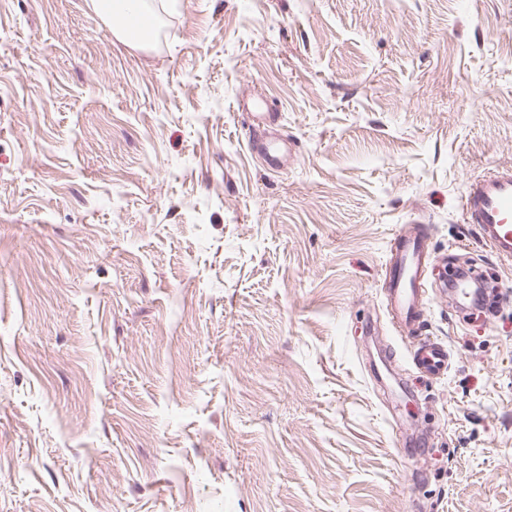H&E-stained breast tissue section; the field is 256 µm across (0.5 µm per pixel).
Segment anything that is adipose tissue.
Here are the masks:
<instances>
[{"label":"adipose tissue","instance_id":"1","mask_svg":"<svg viewBox=\"0 0 512 512\" xmlns=\"http://www.w3.org/2000/svg\"><path fill=\"white\" fill-rule=\"evenodd\" d=\"M94 11L106 21L122 41L142 45L150 39L156 23L147 0H91Z\"/></svg>","mask_w":512,"mask_h":512}]
</instances>
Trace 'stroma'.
I'll return each instance as SVG.
<instances>
[{
  "label": "stroma",
  "mask_w": 512,
  "mask_h": 512,
  "mask_svg": "<svg viewBox=\"0 0 512 512\" xmlns=\"http://www.w3.org/2000/svg\"><path fill=\"white\" fill-rule=\"evenodd\" d=\"M154 6L133 48L0 0V512H512V261L462 214L512 166V0ZM415 222L430 380L382 288ZM263 100L259 96L242 97L239 103L244 111L253 112V117L258 118L262 123V130H260V123L258 124V131L255 130L252 137L248 141V146L251 150L264 155L265 160L271 168H278L282 164V150L277 140L267 135V129L264 126H271L274 122V112H263Z\"/></svg>",
  "instance_id": "1"
}]
</instances>
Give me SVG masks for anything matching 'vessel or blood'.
Listing matches in <instances>:
<instances>
[{
	"label": "vessel or blood",
	"instance_id": "vessel-or-blood-1",
	"mask_svg": "<svg viewBox=\"0 0 512 512\" xmlns=\"http://www.w3.org/2000/svg\"><path fill=\"white\" fill-rule=\"evenodd\" d=\"M240 106L262 123L261 130L248 141L250 149L263 154L268 166L280 167L281 147L266 133L274 120L273 113L264 111L263 101L257 96L242 98ZM463 218L479 226L483 239L503 260L512 259V167L494 169L470 183L463 200ZM428 239L429 233L422 225L395 235L385 286L391 324L400 336L411 341L415 367L426 376L437 377L448 369V350L421 334L423 279L430 257Z\"/></svg>",
	"mask_w": 512,
	"mask_h": 512
}]
</instances>
